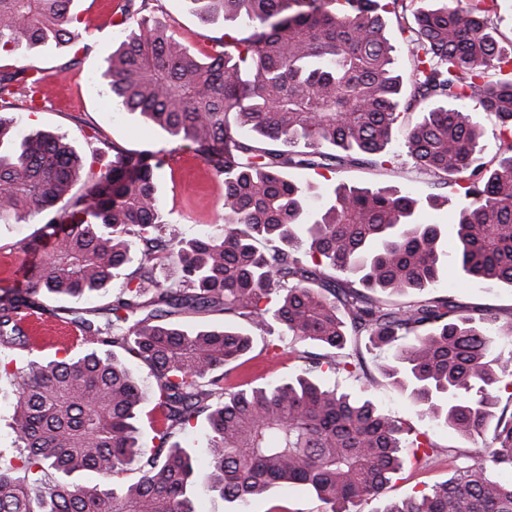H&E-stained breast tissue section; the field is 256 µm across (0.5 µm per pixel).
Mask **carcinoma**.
<instances>
[{
	"label": "carcinoma",
	"instance_id": "obj_1",
	"mask_svg": "<svg viewBox=\"0 0 512 512\" xmlns=\"http://www.w3.org/2000/svg\"><path fill=\"white\" fill-rule=\"evenodd\" d=\"M72 0H0V54L55 45L90 49ZM200 22L250 29L215 39L201 58L144 15L146 0H118L124 32L99 80L112 101L196 151L224 178V225L192 238L168 222L157 194L171 151L116 153L84 176L86 160L63 135L22 134L7 115L38 78L0 69V217L41 215L30 246L47 259L23 287L0 288V370L16 381L17 463L0 461V512H196L201 483L227 502L304 485L329 506L374 497L402 451L428 457L427 437L368 399L317 381L365 371L358 342L385 350L381 374L433 422L478 439L487 455L456 467L430 492L382 512H512V412L495 414L492 391L512 376V319L466 310L439 289L445 236L419 224V200L383 187L341 184L319 206L288 170L344 162L383 169L395 133L414 168L469 199L450 228L463 277L512 285V56L499 48L498 0H189ZM408 48L395 67L385 18ZM499 120V154L482 160L480 118ZM175 261L177 286L156 280ZM347 279L323 287L327 270ZM154 295L142 300L146 285ZM113 319L76 316L93 345L78 357L34 355L21 316L53 315L44 298L90 300L109 289ZM414 292L396 303L385 293ZM224 312L219 327L168 320L182 310ZM273 321L299 342L305 362L284 382H230L252 349L233 325ZM134 359L155 380L146 394ZM152 397L158 444L141 447L140 405ZM492 435H487L492 418ZM204 421L197 449L180 433ZM210 460L201 475L194 454ZM139 478L122 480L131 465ZM23 470L27 477L15 476ZM88 471L96 481L71 479Z\"/></svg>",
	"mask_w": 512,
	"mask_h": 512
}]
</instances>
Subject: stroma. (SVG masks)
Instances as JSON below:
<instances>
[{
    "mask_svg": "<svg viewBox=\"0 0 512 512\" xmlns=\"http://www.w3.org/2000/svg\"><path fill=\"white\" fill-rule=\"evenodd\" d=\"M113 7L114 0H73L72 14L91 34L93 47L88 52L78 54L71 49L43 46L23 58L0 56L1 68L24 63L33 67L41 78L40 104L31 111H18L20 129L26 133L42 130L65 136L83 156L98 154V166L102 169L111 165L114 149L140 151L170 146L164 131L147 125L139 113L125 111L113 103L108 87L97 80L102 61L121 32L113 24ZM149 12L151 19L169 27L187 48L197 53H208L213 38L224 33L223 23L202 25L188 11L185 0H151ZM393 151L392 163L386 170L341 169L324 177L312 171L292 170L288 177L314 184L323 191L345 182L362 187H389L422 200L439 193L434 178L416 171L401 146H394ZM158 193L171 223L179 226L184 237L217 230L224 222L221 208L224 181L192 151L176 152L169 165L161 170ZM40 227L36 217L24 221L11 216L0 218V288L12 286L17 269L29 264L31 253L26 245ZM442 287L467 308L487 309L501 318H512L511 285L501 283L491 287L464 281L456 261L452 260ZM60 324L56 317L41 323L35 339L36 354L61 358L87 351V343L66 337ZM250 333L254 340L253 358L242 367L249 378L264 382L298 373L302 363L289 356L290 339L283 338L282 350L275 352L266 347L270 336H280L279 326L254 327ZM364 363L376 374L372 386H365L363 381L344 372L325 374L321 382L327 388L373 401L382 410L426 432L437 446L436 454L430 457L416 458L411 450H404L400 471L381 494L352 508V512H381L390 502L448 481L456 465L480 455L482 449L472 439L453 429L434 426L425 415L416 412L398 386L377 375L373 353H365ZM191 497L197 512H270L275 505L287 508L288 512H326L324 504L302 486L276 487L244 505L224 502L218 495L199 487L192 490Z\"/></svg>",
    "mask_w": 512,
    "mask_h": 512,
    "instance_id": "35a3bbf8",
    "label": "stroma"
}]
</instances>
